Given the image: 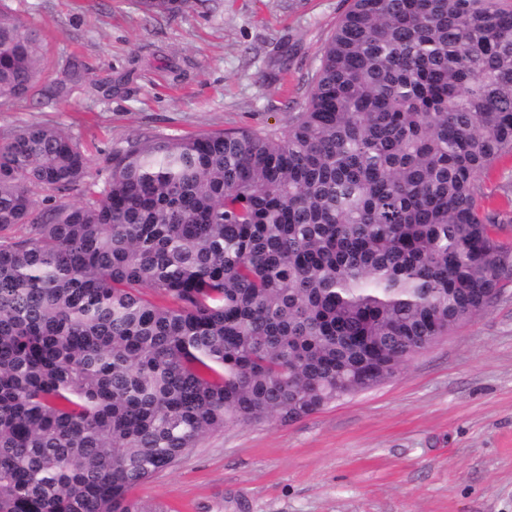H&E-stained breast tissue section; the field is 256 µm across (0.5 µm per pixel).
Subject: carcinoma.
<instances>
[{"mask_svg": "<svg viewBox=\"0 0 512 512\" xmlns=\"http://www.w3.org/2000/svg\"><path fill=\"white\" fill-rule=\"evenodd\" d=\"M40 78L0 7V106ZM509 156L512 0H351L287 127L137 140L100 187L70 133L15 129L0 512H161L130 490L207 434L393 378L512 275L480 182Z\"/></svg>", "mask_w": 512, "mask_h": 512, "instance_id": "carcinoma-1", "label": "carcinoma"}]
</instances>
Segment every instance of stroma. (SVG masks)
<instances>
[{
    "label": "stroma",
    "instance_id": "35a3bbf8",
    "mask_svg": "<svg viewBox=\"0 0 512 512\" xmlns=\"http://www.w3.org/2000/svg\"><path fill=\"white\" fill-rule=\"evenodd\" d=\"M42 76L0 139L44 122L107 177L148 136L281 129L350 0H209L145 17L135 0H6ZM79 73L64 71L70 55ZM160 512H512V278L390 381L294 421L225 427L131 492Z\"/></svg>",
    "mask_w": 512,
    "mask_h": 512
}]
</instances>
